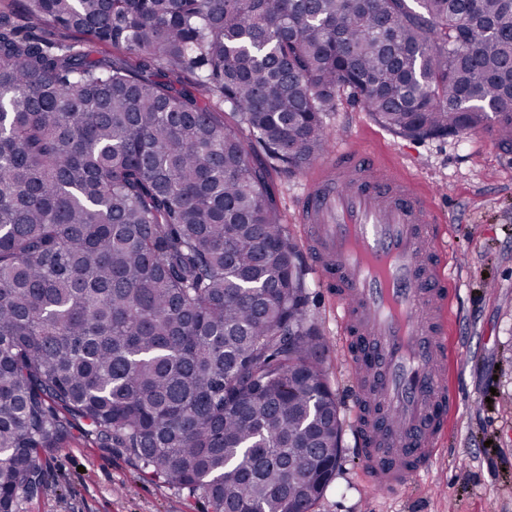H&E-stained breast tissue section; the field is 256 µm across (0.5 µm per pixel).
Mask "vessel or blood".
Wrapping results in <instances>:
<instances>
[{
	"label": "vessel or blood",
	"instance_id": "obj_1",
	"mask_svg": "<svg viewBox=\"0 0 512 512\" xmlns=\"http://www.w3.org/2000/svg\"><path fill=\"white\" fill-rule=\"evenodd\" d=\"M297 221L357 372L354 446L373 487L399 490L427 469L455 404L444 318L454 290L435 208L413 180L341 147L308 181Z\"/></svg>",
	"mask_w": 512,
	"mask_h": 512
}]
</instances>
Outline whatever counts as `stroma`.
<instances>
[{"label": "stroma", "mask_w": 512, "mask_h": 512, "mask_svg": "<svg viewBox=\"0 0 512 512\" xmlns=\"http://www.w3.org/2000/svg\"><path fill=\"white\" fill-rule=\"evenodd\" d=\"M324 121L331 145L365 150L427 190L442 221L444 267L457 291L448 301V391L457 399L439 451L428 469L398 492L373 491L350 434L354 376L340 356L343 344L335 300L307 270V309L325 343L328 382L342 418L343 452L336 475L313 512H512V151L499 145L496 126L458 137L396 135L348 92L336 93ZM308 169L279 168L271 182L296 247V219ZM43 482L23 496L18 512H207L200 492L145 475L122 448L101 447L82 421L70 423L61 448L42 461Z\"/></svg>", "instance_id": "1"}]
</instances>
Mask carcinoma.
<instances>
[{"instance_id":"1","label":"carcinoma","mask_w":512,"mask_h":512,"mask_svg":"<svg viewBox=\"0 0 512 512\" xmlns=\"http://www.w3.org/2000/svg\"><path fill=\"white\" fill-rule=\"evenodd\" d=\"M23 12L77 38L0 12V512L72 418L211 512H312L341 419L271 171L328 152L340 87L405 137L512 147V0Z\"/></svg>"}]
</instances>
